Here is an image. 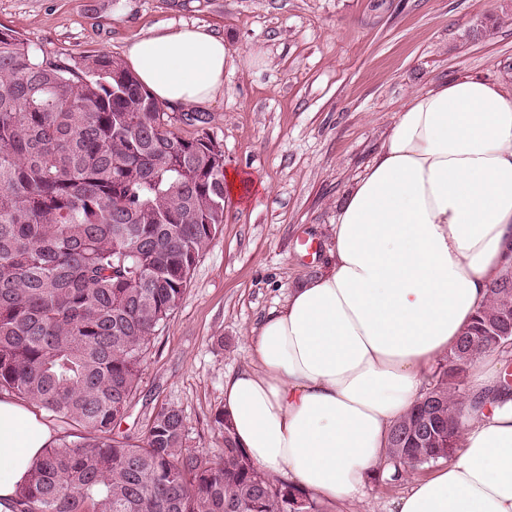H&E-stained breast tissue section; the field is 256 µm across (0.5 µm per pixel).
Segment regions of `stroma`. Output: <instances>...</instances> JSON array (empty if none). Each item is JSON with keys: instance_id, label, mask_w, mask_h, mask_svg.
Listing matches in <instances>:
<instances>
[{"instance_id": "stroma-1", "label": "stroma", "mask_w": 512, "mask_h": 512, "mask_svg": "<svg viewBox=\"0 0 512 512\" xmlns=\"http://www.w3.org/2000/svg\"><path fill=\"white\" fill-rule=\"evenodd\" d=\"M183 24L224 37L243 61L203 105L208 126L176 130H208L225 168L255 186L227 203L118 432L141 435L173 405L188 446L216 452L225 375L250 364L248 336L289 287L328 262L337 209L401 107L466 74L512 85V0H0L1 26L66 58H119L135 37ZM409 486L371 483L367 502L334 512H390Z\"/></svg>"}]
</instances>
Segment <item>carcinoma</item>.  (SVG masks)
Wrapping results in <instances>:
<instances>
[{"label":"carcinoma","mask_w":512,"mask_h":512,"mask_svg":"<svg viewBox=\"0 0 512 512\" xmlns=\"http://www.w3.org/2000/svg\"><path fill=\"white\" fill-rule=\"evenodd\" d=\"M125 62L62 58L0 29V393L84 430L43 449L11 512H323L273 483L238 447L185 446L162 406L119 435L152 339L224 224V149L185 138ZM512 346V263L411 411L389 461L415 472L452 458L462 399L484 352Z\"/></svg>","instance_id":"obj_1"}]
</instances>
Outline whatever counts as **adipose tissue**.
<instances>
[{
	"instance_id": "obj_1",
	"label": "adipose tissue",
	"mask_w": 512,
	"mask_h": 512,
	"mask_svg": "<svg viewBox=\"0 0 512 512\" xmlns=\"http://www.w3.org/2000/svg\"><path fill=\"white\" fill-rule=\"evenodd\" d=\"M126 65L162 104L215 99L237 60L182 25L131 41ZM333 261L289 288L249 337V366L224 378L231 435L267 476L326 505L361 501L390 427L424 391L512 260V89L481 75L414 95L340 207ZM501 354L478 357L481 407L459 455L412 482L393 512H512V396ZM50 430L0 398V500L13 499Z\"/></svg>"
}]
</instances>
